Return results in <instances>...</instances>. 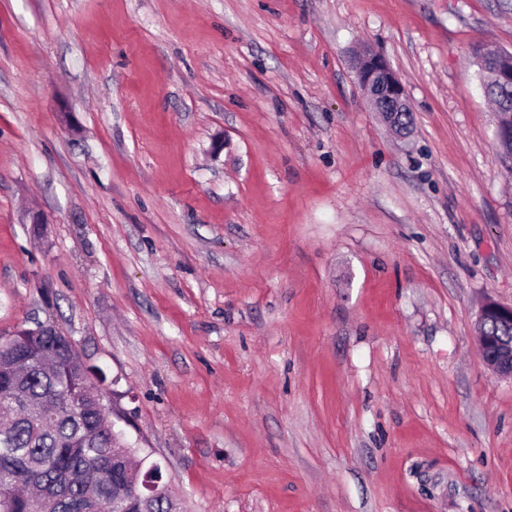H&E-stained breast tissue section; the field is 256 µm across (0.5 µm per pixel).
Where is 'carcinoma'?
Listing matches in <instances>:
<instances>
[{"mask_svg":"<svg viewBox=\"0 0 512 512\" xmlns=\"http://www.w3.org/2000/svg\"><path fill=\"white\" fill-rule=\"evenodd\" d=\"M485 97L500 109L506 129L498 141L506 166L512 165V91L496 94L486 71L478 70ZM91 368L60 332L24 328L0 336V512H32V490L52 501V512H134L125 489H159L150 512H170L162 471L139 467L140 449L112 435L99 411V389L87 383ZM20 397L43 401L53 415L20 416L10 403ZM101 465L112 477L96 505L87 502L86 476Z\"/></svg>","mask_w":512,"mask_h":512,"instance_id":"1","label":"carcinoma"}]
</instances>
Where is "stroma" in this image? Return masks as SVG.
<instances>
[{"mask_svg":"<svg viewBox=\"0 0 512 512\" xmlns=\"http://www.w3.org/2000/svg\"><path fill=\"white\" fill-rule=\"evenodd\" d=\"M479 44L512 0H0V336H70L185 512H512ZM355 64L358 81L375 111L389 126L391 113L397 112L396 122L408 128L412 114L406 112L409 110V105L405 88L387 59L366 47ZM493 335L512 337V327H502L489 323ZM498 336H480L479 350L484 362L498 374L512 378V341Z\"/></svg>","mask_w":512,"mask_h":512,"instance_id":"1","label":"stroma"}]
</instances>
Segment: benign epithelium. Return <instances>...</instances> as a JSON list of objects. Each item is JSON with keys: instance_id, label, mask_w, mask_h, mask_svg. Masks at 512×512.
Wrapping results in <instances>:
<instances>
[{"instance_id": "1", "label": "benign epithelium", "mask_w": 512, "mask_h": 512, "mask_svg": "<svg viewBox=\"0 0 512 512\" xmlns=\"http://www.w3.org/2000/svg\"><path fill=\"white\" fill-rule=\"evenodd\" d=\"M492 61L487 69L491 80L504 86H512V53L497 52L479 56V62ZM358 81L368 97L371 106L391 123V113L408 111L405 88L391 68L387 59L369 47L356 62ZM494 319L499 323L512 325V305L488 302L483 305L479 322L485 324ZM479 350L484 362L498 374L512 378V341L496 336L479 338Z\"/></svg>"}]
</instances>
